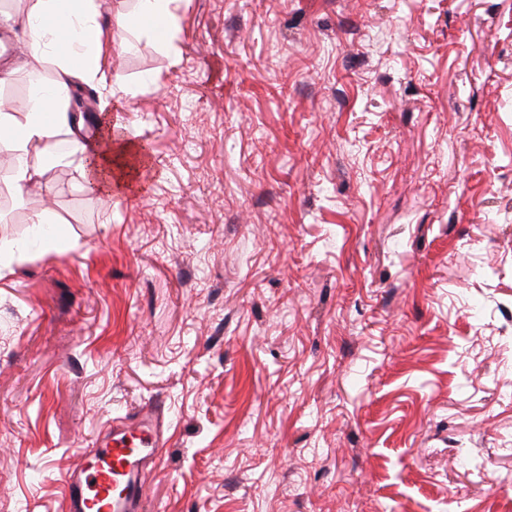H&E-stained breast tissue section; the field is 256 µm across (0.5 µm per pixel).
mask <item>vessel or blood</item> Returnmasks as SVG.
Here are the masks:
<instances>
[{
	"label": "vessel or blood",
	"mask_w": 512,
	"mask_h": 512,
	"mask_svg": "<svg viewBox=\"0 0 512 512\" xmlns=\"http://www.w3.org/2000/svg\"><path fill=\"white\" fill-rule=\"evenodd\" d=\"M161 414L160 404L146 405L137 423L114 432L102 453L83 454L66 479L70 512H138L149 466L146 450L158 439Z\"/></svg>",
	"instance_id": "vessel-or-blood-1"
}]
</instances>
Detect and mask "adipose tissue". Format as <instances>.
<instances>
[{
  "label": "adipose tissue",
  "instance_id": "1",
  "mask_svg": "<svg viewBox=\"0 0 512 512\" xmlns=\"http://www.w3.org/2000/svg\"><path fill=\"white\" fill-rule=\"evenodd\" d=\"M176 0H136L133 15L118 16L114 27L98 20V0H30L24 16L26 37L18 53L33 60L30 90L19 104L0 101V147L11 163L0 182L16 195L48 170L77 164L92 190L112 196L130 186V174L147 159L120 123H101L94 136L82 133L83 122L69 110L75 82H105L104 46L123 49V35L140 28L157 42L171 43L176 30ZM54 66L44 79L39 64Z\"/></svg>",
  "mask_w": 512,
  "mask_h": 512
}]
</instances>
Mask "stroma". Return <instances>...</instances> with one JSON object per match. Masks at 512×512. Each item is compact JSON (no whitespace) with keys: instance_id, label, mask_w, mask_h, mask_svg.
<instances>
[{"instance_id":"obj_1","label":"stroma","mask_w":512,"mask_h":512,"mask_svg":"<svg viewBox=\"0 0 512 512\" xmlns=\"http://www.w3.org/2000/svg\"><path fill=\"white\" fill-rule=\"evenodd\" d=\"M87 128L126 196L0 273V512H70L84 449L164 406L142 512H512V0H180Z\"/></svg>"}]
</instances>
